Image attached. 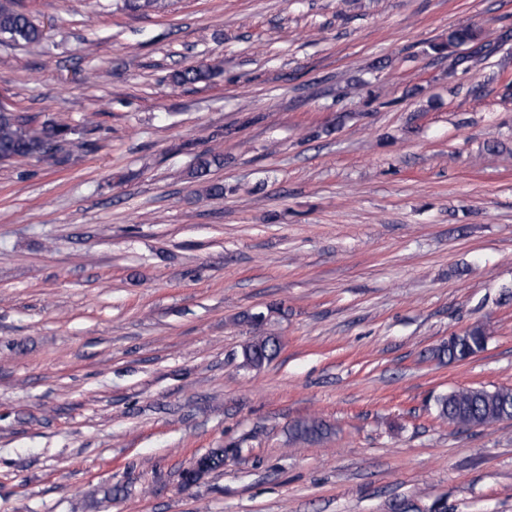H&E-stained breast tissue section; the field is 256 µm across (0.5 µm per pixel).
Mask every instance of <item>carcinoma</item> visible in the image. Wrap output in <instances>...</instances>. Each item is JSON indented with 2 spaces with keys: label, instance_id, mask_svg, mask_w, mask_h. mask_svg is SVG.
Here are the masks:
<instances>
[{
  "label": "carcinoma",
  "instance_id": "obj_1",
  "mask_svg": "<svg viewBox=\"0 0 512 512\" xmlns=\"http://www.w3.org/2000/svg\"><path fill=\"white\" fill-rule=\"evenodd\" d=\"M133 11L166 9L169 0H126ZM0 36L37 48L43 40V31L24 13L0 7ZM492 40L484 30L466 26L451 29L446 39L434 43L430 49L435 53L448 52L454 64L470 65L485 59L492 52ZM471 49L466 56L456 54V49ZM214 67L209 65L186 69L175 74L178 84L204 82L210 79ZM71 127L65 124H41L19 116L8 109L0 110V161L38 159L47 153L50 145L60 135H68ZM224 165V158L212 152H203L195 157L191 170L194 178L208 176L212 169ZM488 336L480 326L468 329L464 334L444 342L432 350V358L439 362L462 361L485 349ZM281 348L279 337L269 333L256 336L241 350V365L244 368L260 369L270 362ZM434 406L440 419L461 428L484 427L493 423L512 420V389L460 388L439 394ZM331 428L315 418L296 422L290 428L295 440L318 442L329 435ZM224 466V449H214L198 458L190 468L183 471V482H196L203 474H209Z\"/></svg>",
  "mask_w": 512,
  "mask_h": 512
}]
</instances>
